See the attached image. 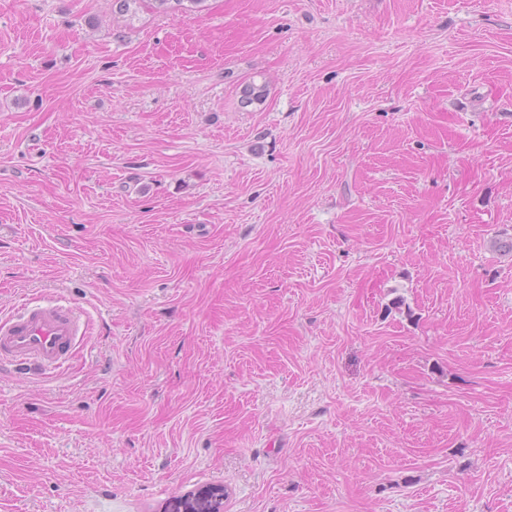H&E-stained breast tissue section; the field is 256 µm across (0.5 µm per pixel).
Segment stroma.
Instances as JSON below:
<instances>
[{"instance_id": "35a3bbf8", "label": "stroma", "mask_w": 512, "mask_h": 512, "mask_svg": "<svg viewBox=\"0 0 512 512\" xmlns=\"http://www.w3.org/2000/svg\"><path fill=\"white\" fill-rule=\"evenodd\" d=\"M511 240L512 0H0V512H512ZM85 324L72 306L25 304L0 319V359L45 373L60 369L72 355Z\"/></svg>"}]
</instances>
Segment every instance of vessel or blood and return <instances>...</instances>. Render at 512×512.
<instances>
[{
  "mask_svg": "<svg viewBox=\"0 0 512 512\" xmlns=\"http://www.w3.org/2000/svg\"><path fill=\"white\" fill-rule=\"evenodd\" d=\"M86 328L72 306L49 302L25 304L0 318V359L36 371L60 369Z\"/></svg>",
  "mask_w": 512,
  "mask_h": 512,
  "instance_id": "obj_1",
  "label": "vessel or blood"
}]
</instances>
